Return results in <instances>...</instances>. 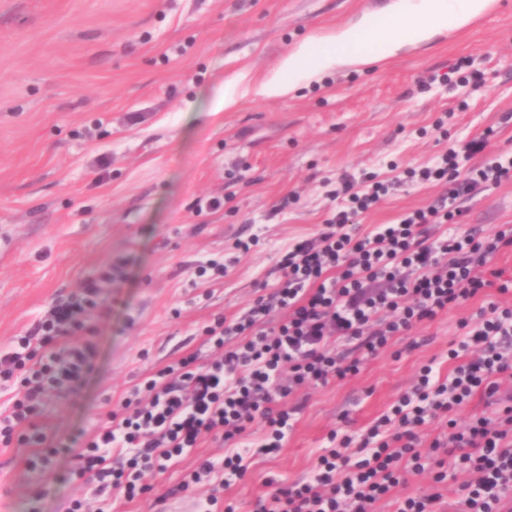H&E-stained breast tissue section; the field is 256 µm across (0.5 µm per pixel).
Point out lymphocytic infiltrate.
<instances>
[{
    "label": "lymphocytic infiltrate",
    "mask_w": 512,
    "mask_h": 512,
    "mask_svg": "<svg viewBox=\"0 0 512 512\" xmlns=\"http://www.w3.org/2000/svg\"><path fill=\"white\" fill-rule=\"evenodd\" d=\"M485 145L482 139L453 145L434 164L407 170L408 178L447 184V192L365 237L353 234L355 218L371 211L393 185L372 177L358 186L340 183L332 197L342 200V208L317 237L289 246L279 287L240 317L220 316L207 326L210 353L203 363L189 357L165 367L145 382L142 394L110 410L83 442L77 474L132 500L147 491L139 467L164 470L206 435L240 445L258 418L267 427L264 450H277L297 412L288 403L296 387L358 372L363 358L394 337L491 287L486 265L501 247L512 246V230L481 238L466 231L435 241L428 232L429 225L463 216L464 202L480 190L512 176V157L468 167L470 156ZM112 276L103 270L75 293L55 299L27 335L0 350V381L18 383L11 408L0 413V444L17 438L44 446L32 419L49 391L74 386L92 372L95 348L82 336L99 306L101 284ZM276 310L285 317L274 324ZM464 329L463 340L448 353L453 366L446 377L424 366L410 394L359 438L343 436L320 457L311 481L275 489L257 501L256 512H371L407 474L424 471L427 444L420 428L430 420L448 428L427 445L436 453L431 463L441 469L451 462L471 474L459 487V512H512V404L494 422L479 417L461 425L455 418L477 392L494 395L500 378L512 377V309L489 305ZM352 447L357 457H350ZM116 448L127 449L128 459L112 461Z\"/></svg>",
    "instance_id": "f902f5d3"
}]
</instances>
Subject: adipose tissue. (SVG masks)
I'll return each mask as SVG.
<instances>
[{"mask_svg": "<svg viewBox=\"0 0 512 512\" xmlns=\"http://www.w3.org/2000/svg\"><path fill=\"white\" fill-rule=\"evenodd\" d=\"M492 0H395L380 22L365 20L336 30L333 35L307 39L281 60L262 80L257 92L267 98L292 92L300 81L340 68H360L387 59L405 45L423 44L460 29L483 15Z\"/></svg>", "mask_w": 512, "mask_h": 512, "instance_id": "ef3b65f1", "label": "adipose tissue"}]
</instances>
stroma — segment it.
<instances>
[{
    "mask_svg": "<svg viewBox=\"0 0 512 512\" xmlns=\"http://www.w3.org/2000/svg\"><path fill=\"white\" fill-rule=\"evenodd\" d=\"M393 0H0V348L24 335L54 298L99 277L89 318L97 347L83 384L45 397L37 429L58 454L33 462L34 448L0 446V512H166L169 504L217 497L219 512H254L275 488L313 478L331 434L359 435L420 370L444 361L461 321L483 308H512V290L486 288L399 337L357 375L298 389L301 409L283 448L262 450L249 425L243 479L227 487L184 479L230 449L203 438L145 473L151 490L126 501L75 475L73 438L91 436L110 405L157 370L203 350L217 315L241 316L277 288L289 245L311 239L331 218L328 192L343 179L374 176L396 186L359 216L355 235L424 208L446 185L405 180L455 143L485 139L482 163L512 155V0H493L469 26L403 48L361 70L301 83L285 97L257 96L259 82L303 40L331 35ZM474 59L479 86L449 82ZM243 95L225 106L224 86ZM457 223L433 236L512 226V178L465 203ZM257 235L249 251L237 239ZM223 261L224 277L199 275ZM409 477L374 512H399L407 497L441 493L454 512L468 480L447 467Z\"/></svg>",
    "mask_w": 512,
    "mask_h": 512,
    "instance_id": "obj_1",
    "label": "stroma"
}]
</instances>
